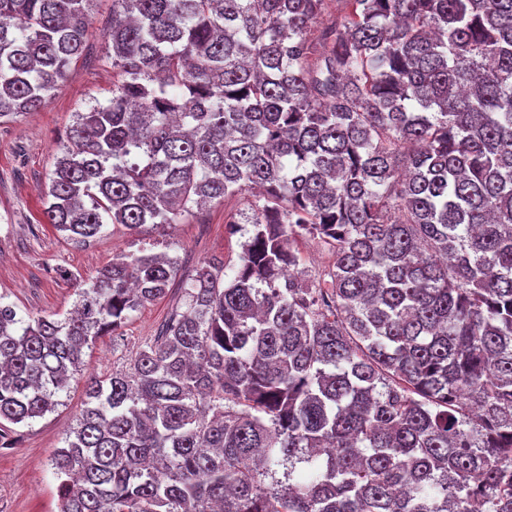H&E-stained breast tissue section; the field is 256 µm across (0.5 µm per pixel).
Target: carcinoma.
<instances>
[{
	"mask_svg": "<svg viewBox=\"0 0 512 512\" xmlns=\"http://www.w3.org/2000/svg\"><path fill=\"white\" fill-rule=\"evenodd\" d=\"M91 0H0V120L42 108ZM112 0V98L76 114L45 223L132 234L258 188L132 367L85 380L61 512H512V0ZM297 236L333 262L299 268ZM115 258L63 319L0 304L3 431L167 295Z\"/></svg>",
	"mask_w": 512,
	"mask_h": 512,
	"instance_id": "cac0c4a2",
	"label": "carcinoma"
}]
</instances>
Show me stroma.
<instances>
[{
  "label": "stroma",
  "instance_id": "1",
  "mask_svg": "<svg viewBox=\"0 0 512 512\" xmlns=\"http://www.w3.org/2000/svg\"><path fill=\"white\" fill-rule=\"evenodd\" d=\"M91 20L84 53L44 107L0 125V302L24 318L66 316L76 301L78 280L94 276L122 254L162 252L177 261L179 272L165 298L131 312L119 335L101 337L85 351L81 375L71 380L54 412L19 426L11 447L0 449V512H59L51 459L77 425L86 377L128 369L139 346L182 304L184 281L214 257L238 264L245 240L225 218L248 213L252 199L247 195L212 203L163 232L132 234L107 224L83 244L43 223L42 196L67 128L76 113L112 95L115 76L104 40L112 25V0H93Z\"/></svg>",
  "mask_w": 512,
  "mask_h": 512
}]
</instances>
